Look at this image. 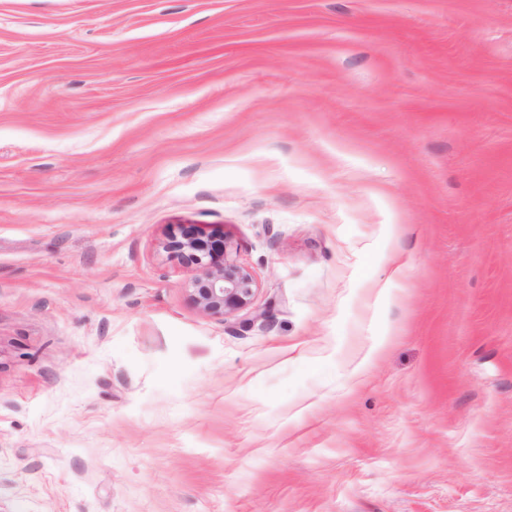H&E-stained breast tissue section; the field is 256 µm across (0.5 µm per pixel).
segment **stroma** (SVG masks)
<instances>
[{
  "label": "stroma",
  "mask_w": 512,
  "mask_h": 512,
  "mask_svg": "<svg viewBox=\"0 0 512 512\" xmlns=\"http://www.w3.org/2000/svg\"><path fill=\"white\" fill-rule=\"evenodd\" d=\"M0 512H512V0H0ZM165 248L202 272L192 283L196 303L207 313L224 316L251 304L256 282L230 256L223 235L206 233L195 224H178Z\"/></svg>",
  "instance_id": "stroma-1"
}]
</instances>
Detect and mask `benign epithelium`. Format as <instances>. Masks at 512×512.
I'll use <instances>...</instances> for the list:
<instances>
[{
	"mask_svg": "<svg viewBox=\"0 0 512 512\" xmlns=\"http://www.w3.org/2000/svg\"><path fill=\"white\" fill-rule=\"evenodd\" d=\"M165 248L185 263L201 269L192 287L196 303L205 312L224 316L251 304L255 279L230 256L224 236L207 233L194 224H178Z\"/></svg>",
	"mask_w": 512,
	"mask_h": 512,
	"instance_id": "obj_1",
	"label": "benign epithelium"
}]
</instances>
